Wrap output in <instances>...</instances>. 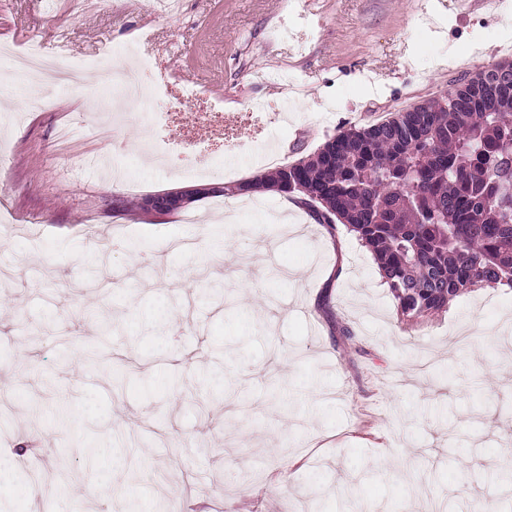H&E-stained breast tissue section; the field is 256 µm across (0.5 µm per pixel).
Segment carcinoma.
Masks as SVG:
<instances>
[{
  "instance_id": "carcinoma-1",
  "label": "carcinoma",
  "mask_w": 512,
  "mask_h": 512,
  "mask_svg": "<svg viewBox=\"0 0 512 512\" xmlns=\"http://www.w3.org/2000/svg\"><path fill=\"white\" fill-rule=\"evenodd\" d=\"M281 193L340 222L407 325L479 288H512V99L470 84L222 188Z\"/></svg>"
}]
</instances>
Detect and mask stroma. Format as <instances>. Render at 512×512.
Here are the masks:
<instances>
[{
  "label": "stroma",
  "instance_id": "obj_1",
  "mask_svg": "<svg viewBox=\"0 0 512 512\" xmlns=\"http://www.w3.org/2000/svg\"><path fill=\"white\" fill-rule=\"evenodd\" d=\"M507 40L512 9L463 16L454 0H0V67L34 48L89 69L37 111L28 78L0 89V512H123L132 495L168 512H348L344 487L371 469L360 512H512V289L407 325L353 233L287 197L205 198L194 224L138 207L441 96L511 60ZM127 46L148 65L143 95L100 134ZM189 82L224 98L188 99ZM217 253L238 278L202 275ZM90 345L108 368L87 365Z\"/></svg>",
  "mask_w": 512,
  "mask_h": 512
}]
</instances>
